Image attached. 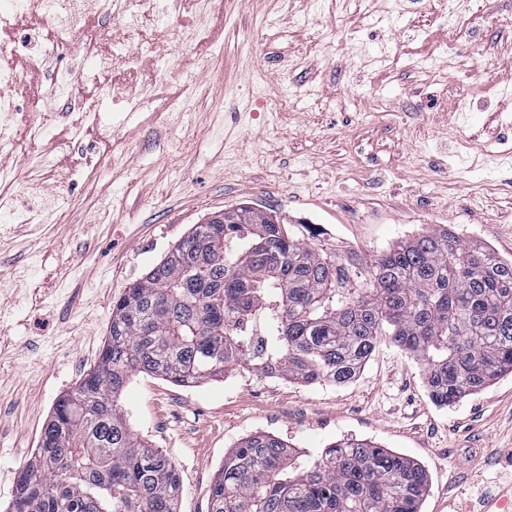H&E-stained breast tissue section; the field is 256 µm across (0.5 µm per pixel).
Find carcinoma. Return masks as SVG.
Instances as JSON below:
<instances>
[{
	"label": "carcinoma",
	"mask_w": 512,
	"mask_h": 512,
	"mask_svg": "<svg viewBox=\"0 0 512 512\" xmlns=\"http://www.w3.org/2000/svg\"><path fill=\"white\" fill-rule=\"evenodd\" d=\"M232 213L194 225L112 305L97 364L56 402L6 512H175V465L118 403L136 373L193 386L250 367L342 384L385 337L420 362L439 406L512 373V260L438 228L338 257L262 209ZM427 489L421 464L372 442L304 461L258 433L224 455L208 512H420Z\"/></svg>",
	"instance_id": "1"
}]
</instances>
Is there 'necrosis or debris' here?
I'll list each match as a JSON object with an SVG mask.
<instances>
[{
  "instance_id": "obj_1",
  "label": "necrosis or debris",
  "mask_w": 512,
  "mask_h": 512,
  "mask_svg": "<svg viewBox=\"0 0 512 512\" xmlns=\"http://www.w3.org/2000/svg\"><path fill=\"white\" fill-rule=\"evenodd\" d=\"M94 0H0V29L13 27L20 16L32 15L43 19L47 30L35 60H52L60 49L81 41L86 55L96 62L97 71L105 79L116 72H136L140 48L156 53L167 49L158 34V14L149 0H103L105 15L121 20L120 29L110 24L87 25Z\"/></svg>"
}]
</instances>
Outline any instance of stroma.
Returning a JSON list of instances; mask_svg holds the SVG:
<instances>
[{
  "mask_svg": "<svg viewBox=\"0 0 512 512\" xmlns=\"http://www.w3.org/2000/svg\"><path fill=\"white\" fill-rule=\"evenodd\" d=\"M449 2L447 24L440 0H159L176 37L142 53L124 101L83 84L105 139L26 70L32 24L7 32L39 101L0 148L1 505L57 400L95 366L113 301L218 212L274 211L341 255L444 225L512 258V0ZM461 54L471 70L452 68ZM119 403L175 465L178 512H208L225 454L256 433L307 460L342 438L407 455L428 472L421 512H481L512 483V375L439 407L387 340L342 386L139 373Z\"/></svg>",
  "mask_w": 512,
  "mask_h": 512,
  "instance_id": "1",
  "label": "stroma"
}]
</instances>
